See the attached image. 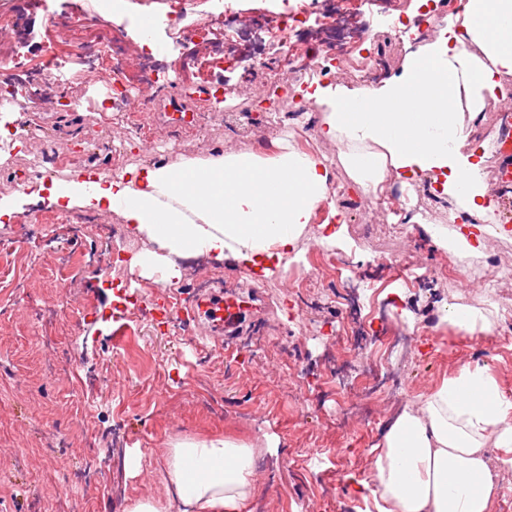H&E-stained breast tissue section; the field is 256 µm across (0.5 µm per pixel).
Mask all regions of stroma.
<instances>
[{
	"mask_svg": "<svg viewBox=\"0 0 512 512\" xmlns=\"http://www.w3.org/2000/svg\"><path fill=\"white\" fill-rule=\"evenodd\" d=\"M412 5L340 0L373 35L345 45L344 62L332 68L339 81L361 85L374 55L381 75L401 73L405 45L386 19ZM227 7L240 14L249 41L220 33L210 41L189 38ZM74 8L75 0L34 7L0 0V14L16 24L0 34V52L25 61L53 40L66 55L55 80L40 87L26 70L0 68V83L13 85L19 103L0 109V117L25 144L0 164V194L40 156L63 158L56 175L64 178L79 168L106 174L286 136L332 162L349 245L334 251L335 269L311 246L255 286L229 263L190 257L182 279L168 285L130 268L145 246L115 214L97 217L117 226L109 237L75 234L85 215L70 211L66 222L30 239L15 259L11 287L0 291V512H122L128 498L164 497L159 468L169 443L214 432L258 449L251 512H365L354 483L366 476L370 450L392 414L466 364L487 366L512 395V329L498 326L491 345L435 326L445 303L512 296V199L493 201V217L505 229L488 245L498 257L496 280L440 277L455 262L423 232L400 233L338 164L335 146L317 140L314 129L275 124L272 112L255 118L284 82V51L265 35L284 0H187L174 28L166 22L169 0H117L111 14L88 0L81 29L49 30V15ZM147 15L159 19L151 39L159 44L154 65L164 84L149 91L144 107L113 95V74L88 76L84 60L109 45L136 74L140 31L131 20ZM255 51L263 67H254ZM217 53L228 62L213 75L202 64ZM218 90L231 108L214 105ZM64 93L83 97L85 108L65 111ZM174 99L198 110L193 129L149 124L148 113L169 111ZM409 264L427 271L411 287L400 277ZM217 283L228 295L246 300L258 290L265 298L262 310H249L242 333L224 343H203V323L165 319L151 304ZM402 329L411 342L388 359L393 384L368 396L363 383L350 381L357 353L374 336Z\"/></svg>",
	"mask_w": 512,
	"mask_h": 512,
	"instance_id": "1",
	"label": "stroma"
}]
</instances>
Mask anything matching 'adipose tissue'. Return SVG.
<instances>
[{"label":"adipose tissue","instance_id":"obj_1","mask_svg":"<svg viewBox=\"0 0 512 512\" xmlns=\"http://www.w3.org/2000/svg\"><path fill=\"white\" fill-rule=\"evenodd\" d=\"M512 75V0H458L433 41L408 48L402 72L376 83H302L294 91L321 112L318 139L339 157L365 192L387 176L430 174L445 196L475 215L459 234L442 224L424 232L453 258L481 255L493 211L482 179L483 154L470 144V119L499 103ZM330 166L285 138L263 151L178 156L113 174L85 169L65 180L23 182L18 196L45 195L61 209L116 212L130 236L150 243L133 266L174 281L182 259L228 261L256 280L279 275L303 252L309 224L317 245H345L346 218L328 196ZM438 327L489 336L498 307L447 303ZM499 448L512 470V398L488 367L465 365L383 429L370 451L369 476L357 489L366 512H492L499 491L486 450ZM256 450L220 433L171 443L162 499L127 500L123 512H250L256 492Z\"/></svg>","mask_w":512,"mask_h":512}]
</instances>
